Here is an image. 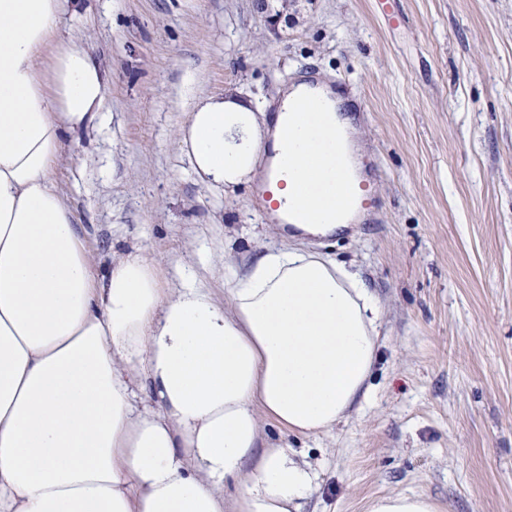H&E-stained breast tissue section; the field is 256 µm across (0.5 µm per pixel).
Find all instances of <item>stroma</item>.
<instances>
[{"label":"stroma","mask_w":512,"mask_h":512,"mask_svg":"<svg viewBox=\"0 0 512 512\" xmlns=\"http://www.w3.org/2000/svg\"><path fill=\"white\" fill-rule=\"evenodd\" d=\"M81 36L107 79L93 137L65 139L51 172L104 274L140 249L167 287L227 302L225 265L284 243L255 185L207 188L179 150L194 98L238 88L257 104L308 70L349 82L360 162L379 175L374 220L298 236L369 284L378 357L359 409L326 433L264 435L307 456L306 512H368L387 493L440 512H512V0H86Z\"/></svg>","instance_id":"obj_1"}]
</instances>
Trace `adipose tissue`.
<instances>
[{
    "instance_id": "adipose-tissue-1",
    "label": "adipose tissue",
    "mask_w": 512,
    "mask_h": 512,
    "mask_svg": "<svg viewBox=\"0 0 512 512\" xmlns=\"http://www.w3.org/2000/svg\"><path fill=\"white\" fill-rule=\"evenodd\" d=\"M83 5L0 0V512H302L318 473L260 421L316 435L367 398L379 299L289 245L230 268L224 306L191 282L168 294L140 251L95 278L50 180L63 138L96 131L106 101L83 40L60 34ZM351 131L316 102L271 115L229 90L197 99L178 141L228 195L274 147V200H304L303 231L327 236L363 193Z\"/></svg>"
}]
</instances>
